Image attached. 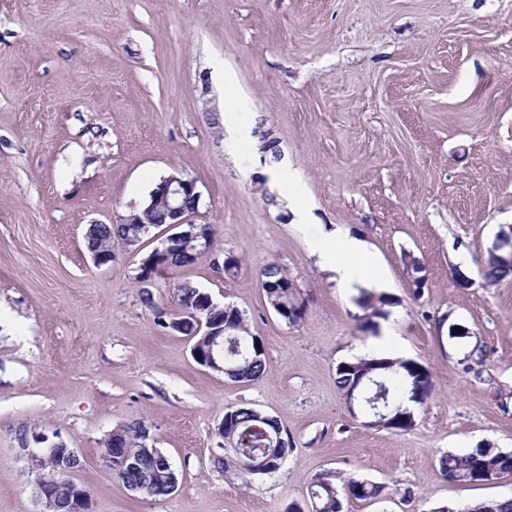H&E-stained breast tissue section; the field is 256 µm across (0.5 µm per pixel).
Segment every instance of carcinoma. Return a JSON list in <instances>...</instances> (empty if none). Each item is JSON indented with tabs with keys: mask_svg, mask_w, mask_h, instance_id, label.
Returning <instances> with one entry per match:
<instances>
[{
	"mask_svg": "<svg viewBox=\"0 0 512 512\" xmlns=\"http://www.w3.org/2000/svg\"><path fill=\"white\" fill-rule=\"evenodd\" d=\"M148 224H99L86 237L87 248L91 252L106 250L130 240L142 243L149 232ZM196 247L185 241L173 244L162 250L159 261L166 266H186L197 259ZM479 273L488 285L512 276V267L493 262L487 258L481 260ZM262 288L271 309L286 323L295 324L300 312L295 303L288 299V277L279 266L267 264L261 270ZM205 291L191 281H183L174 288L173 299L177 311L172 320L182 323L179 333L192 336L196 349L208 356L209 340L193 335L195 325L186 315V311L197 309L199 315L214 326L224 330L219 349L215 350L216 362L224 367V377L235 383H247L260 378L266 369L264 345L256 336L243 311L230 304L210 303L204 297ZM358 304L366 311V321L384 315L383 307L390 304L384 294L363 290ZM465 349L463 360L476 361L484 356V346L470 344L465 336L457 337ZM336 386L345 400H353L354 405L365 409L373 416L369 399L383 393L381 402L387 405L383 412L389 414L388 429L394 432H406L415 425L414 414L409 404L424 403L432 392L433 384L429 370L413 359L372 355L354 361H341L336 365ZM256 409L247 403L224 411V427L233 433V457L222 459L224 470L233 472L243 482L256 476L271 475L278 472L292 450V447L273 448L265 434H275L282 428L277 420L257 428ZM145 426L142 424L120 426L112 430L105 445L114 448H129L138 456V465L127 471L117 473L125 486L139 485L155 498L171 495L168 491L165 475L168 472V457L154 446L142 447L146 442ZM443 476L452 483H483L488 474L495 472L497 480L505 474H512V452L497 448L477 447L466 453H443L438 460ZM388 495V487L382 483H373L356 477L345 478L338 471H327L317 475L308 487L309 502L321 506L319 512H345L349 500H382ZM464 512H512V499L485 501L477 505L462 506Z\"/></svg>",
	"mask_w": 512,
	"mask_h": 512,
	"instance_id": "cac0c4a2",
	"label": "carcinoma"
}]
</instances>
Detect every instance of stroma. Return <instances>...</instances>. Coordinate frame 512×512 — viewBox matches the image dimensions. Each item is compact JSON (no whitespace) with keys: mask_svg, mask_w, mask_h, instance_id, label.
<instances>
[{"mask_svg":"<svg viewBox=\"0 0 512 512\" xmlns=\"http://www.w3.org/2000/svg\"><path fill=\"white\" fill-rule=\"evenodd\" d=\"M227 68L314 222L368 244L392 299L376 331L311 257L265 158L226 149ZM176 170L240 266L231 279L207 255L164 269L149 308L138 255L118 247L96 267L84 232ZM509 227L512 0H0V512L39 508L15 455L23 425L77 449L90 512H288L327 471L388 487L347 512L512 497V476L453 484L438 466L448 451L512 452V277L478 273ZM270 263L296 287L297 324L266 301ZM185 280L244 311L262 377L231 382L160 326ZM453 323L483 342L482 364L461 365ZM377 334L432 376L407 432L366 426L336 387L337 363ZM241 403L293 440L283 468L248 485L214 463L231 454L216 428ZM134 423L179 474L167 498L132 494L103 462L108 434Z\"/></svg>","mask_w":512,"mask_h":512,"instance_id":"35a3bbf8","label":"stroma"}]
</instances>
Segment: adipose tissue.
I'll return each instance as SVG.
<instances>
[{"label": "adipose tissue", "instance_id": "adipose-tissue-1", "mask_svg": "<svg viewBox=\"0 0 512 512\" xmlns=\"http://www.w3.org/2000/svg\"><path fill=\"white\" fill-rule=\"evenodd\" d=\"M273 183L288 192V210L297 224L301 225L310 249L320 267L332 273L339 288L353 291L377 281L371 273L370 253L364 242L350 235L334 237L324 233L321 225L311 223L304 204L305 187L294 178L290 167L279 165L269 171Z\"/></svg>", "mask_w": 512, "mask_h": 512}]
</instances>
